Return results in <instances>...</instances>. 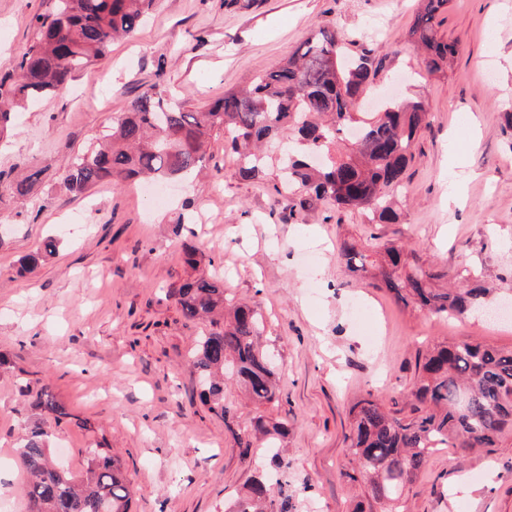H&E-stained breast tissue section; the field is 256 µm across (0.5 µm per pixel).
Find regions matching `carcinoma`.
I'll return each instance as SVG.
<instances>
[{
  "instance_id": "1",
  "label": "carcinoma",
  "mask_w": 512,
  "mask_h": 512,
  "mask_svg": "<svg viewBox=\"0 0 512 512\" xmlns=\"http://www.w3.org/2000/svg\"><path fill=\"white\" fill-rule=\"evenodd\" d=\"M156 0H56L34 17L35 40L21 55L18 69L0 75V134L8 131L15 109L60 95L77 74L103 58L112 41L130 37L153 10ZM448 0H424L409 31L425 54L431 73L443 68L457 44L438 33ZM377 50L353 59L336 32L320 29L278 69L259 74L248 88L231 91L201 112H188L160 82L148 86L112 122L109 133L59 171L66 190L81 194L102 183L142 178L158 183L183 179L202 169L211 139L224 133V151L236 157L238 175L254 179L262 171V148L288 130L302 147L289 155L283 187L304 188L333 209L358 210L379 223L399 214L391 194L404 186L417 138L427 127L422 100L391 102L381 112H355L377 71ZM44 171L30 168L19 179L0 171V204L27 200L43 182ZM48 237L40 250L23 256L20 276L33 275L55 254ZM339 258L365 269L366 255L345 240ZM441 273L426 267L401 246L384 247L380 282L404 305L410 303L444 318L464 316L479 307L487 290L436 288ZM183 317L206 320L227 310L224 325L212 324L191 352L189 365L201 381L200 400L225 415L224 378L234 376L258 404L279 399L276 364L259 347L263 316L255 306L224 296L223 281L211 274L191 277L171 290ZM466 391L465 404L457 403ZM29 404L61 421L69 416L49 385L27 387ZM410 413L393 410L370 394L350 408L349 461L342 476L362 482L368 507L380 503L406 512L404 489L432 455L430 448H493L512 433V349L465 341L439 345L418 358ZM240 441L250 453V438L261 435L273 448L288 435V420L258 415ZM86 467L76 475L50 452V433L36 427L20 447L27 473V512H129L131 490L109 448L85 450ZM232 512H287L275 496L267 471L253 475Z\"/></svg>"
}]
</instances>
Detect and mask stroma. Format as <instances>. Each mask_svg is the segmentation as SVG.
Here are the masks:
<instances>
[{
    "label": "stroma",
    "instance_id": "1",
    "mask_svg": "<svg viewBox=\"0 0 512 512\" xmlns=\"http://www.w3.org/2000/svg\"><path fill=\"white\" fill-rule=\"evenodd\" d=\"M421 0H161L133 38L115 41L62 95L21 109L0 142V170L22 177L45 168L36 198L0 210V496L26 512L24 436L47 429L50 447L79 470L85 449L119 459L133 489L130 512H227L256 470L276 472L288 512H354L359 485L345 481L349 410L366 394L404 402L418 355L441 343L512 348V322L477 314L430 315L380 288L377 263L353 272L340 240L365 254L397 242L442 274L439 287L482 276L492 300L512 297V0H448L440 31L458 46L443 71L426 72L409 42ZM52 0H0V71L33 37V15ZM333 29L352 54L401 46L384 57L374 99L428 103L429 124L409 164L399 220L375 224L329 211L298 191L279 200V154L257 179L234 173L223 137L201 175L165 190L103 184L68 192L58 173L143 89L163 82L186 110L275 69L314 31ZM185 225H177V217ZM58 241L36 274L16 277L19 258L46 237ZM196 250V265L184 261ZM201 272L219 275L229 298L264 315L261 345L274 353L279 401L249 400L224 383L228 418L199 399L187 357L202 334L172 288ZM360 307L364 320L352 316ZM49 385L70 417L30 408L25 385ZM287 419L279 459L261 442L243 457L237 434L255 415ZM410 512H512V434L495 448L437 451L405 488Z\"/></svg>",
    "mask_w": 512,
    "mask_h": 512
}]
</instances>
